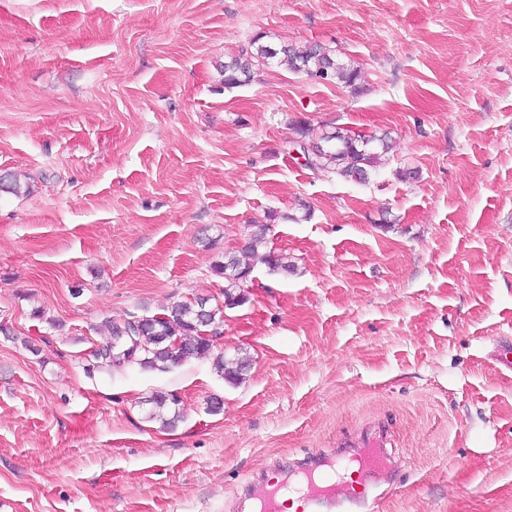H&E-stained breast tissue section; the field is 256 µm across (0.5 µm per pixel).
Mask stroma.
Masks as SVG:
<instances>
[{"label": "stroma", "instance_id": "35a3bbf8", "mask_svg": "<svg viewBox=\"0 0 512 512\" xmlns=\"http://www.w3.org/2000/svg\"><path fill=\"white\" fill-rule=\"evenodd\" d=\"M258 35L362 79L225 87ZM298 120L394 149L345 181L293 153ZM3 172L0 512H234L269 468L379 437L378 512H512V0H0ZM266 221L295 270L256 264L224 312L241 384L95 358L104 320L223 304L213 265ZM180 400L177 395L169 393H156L151 398L153 409L150 413L152 419L160 420L165 426H174L180 417L179 405ZM173 406V408H172ZM172 414L171 416H166Z\"/></svg>", "mask_w": 512, "mask_h": 512}]
</instances>
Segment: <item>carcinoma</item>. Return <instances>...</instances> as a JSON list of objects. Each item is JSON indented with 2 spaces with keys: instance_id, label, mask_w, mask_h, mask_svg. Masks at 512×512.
Masks as SVG:
<instances>
[{
  "instance_id": "carcinoma-1",
  "label": "carcinoma",
  "mask_w": 512,
  "mask_h": 512,
  "mask_svg": "<svg viewBox=\"0 0 512 512\" xmlns=\"http://www.w3.org/2000/svg\"><path fill=\"white\" fill-rule=\"evenodd\" d=\"M288 66L294 72L304 71L327 83L356 87L361 80L360 69L339 62L332 50L320 44L302 49L283 45L272 48L255 37L247 48L224 65V86L236 87L247 81L255 68L269 60ZM293 133L309 146L306 167L336 175L343 180L363 182L377 170L393 149L387 133L366 135L345 128L326 131L313 141L308 125L302 121L293 124ZM269 227L255 224L247 244L237 253L225 257L222 264L213 266L214 275L224 278V304L201 305L198 302H178L157 317L146 318L133 325L132 321L104 322L109 340L97 351V358L108 367H140L167 371L182 365L188 358L210 355L213 338L221 335L224 309L243 305L247 301L245 286L253 270L252 259L258 249L266 245ZM261 260L274 270L288 272L293 264L288 255L268 251ZM215 367L230 384L241 383L248 372L249 361L244 357L227 359L219 354ZM150 417L165 426H173L180 417L179 399L175 394L156 393L151 398Z\"/></svg>"
}]
</instances>
